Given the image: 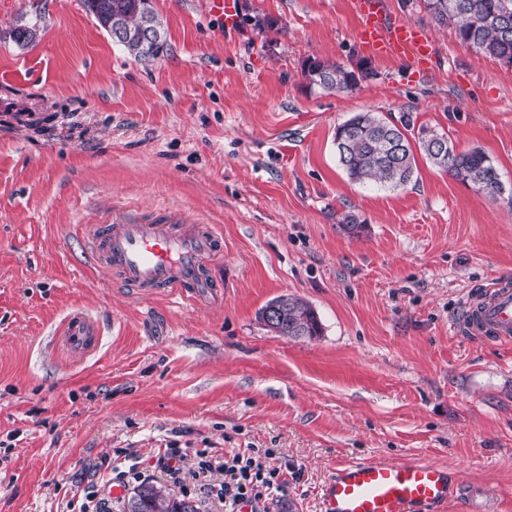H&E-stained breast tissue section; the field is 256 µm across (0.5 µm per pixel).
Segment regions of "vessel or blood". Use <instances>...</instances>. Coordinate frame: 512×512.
Instances as JSON below:
<instances>
[{
	"label": "vessel or blood",
	"mask_w": 512,
	"mask_h": 512,
	"mask_svg": "<svg viewBox=\"0 0 512 512\" xmlns=\"http://www.w3.org/2000/svg\"><path fill=\"white\" fill-rule=\"evenodd\" d=\"M361 20L360 38L367 50L383 57H402L413 65L437 63L435 41L422 26L382 12L377 0H350ZM92 263L126 286L146 293L190 301L223 298L222 232L189 223L170 213L162 223H130L121 218L92 225ZM467 334L489 340H512V284L495 283L473 294L465 304ZM64 334L75 350H86L97 334L80 315L70 316ZM458 482L446 469L424 462L352 461L341 464L325 486L320 512H444Z\"/></svg>",
	"instance_id": "vessel-or-blood-1"
}]
</instances>
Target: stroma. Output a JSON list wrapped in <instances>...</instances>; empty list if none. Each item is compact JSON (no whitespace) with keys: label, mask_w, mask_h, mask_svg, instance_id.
I'll return each instance as SVG.
<instances>
[{"label":"stroma","mask_w":512,"mask_h":512,"mask_svg":"<svg viewBox=\"0 0 512 512\" xmlns=\"http://www.w3.org/2000/svg\"><path fill=\"white\" fill-rule=\"evenodd\" d=\"M153 3L167 45L142 64L83 0H0V512H72L92 484L127 512L118 452L217 512L204 448L277 450L286 486L266 512H319L353 460L430 462L463 483L446 512H512V343L462 328L468 292L512 281V207L421 154L405 186L353 182L333 144L355 113L408 112L481 148L512 194V67L421 0L381 6L432 31L427 72L367 55L349 0H236L232 33L210 0ZM34 5L43 28L21 49L8 32ZM313 59L372 74L327 93ZM169 208L223 233V300L144 299L89 266L84 225ZM281 295L314 307L320 336L260 323ZM75 312L99 331L82 352L63 336ZM171 445L188 451L174 485L157 467Z\"/></svg>","instance_id":"1"}]
</instances>
